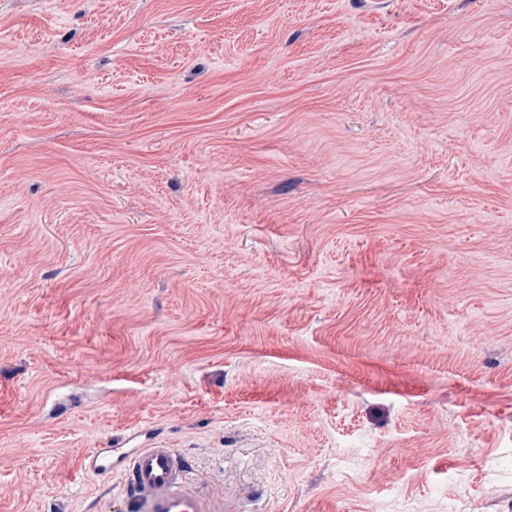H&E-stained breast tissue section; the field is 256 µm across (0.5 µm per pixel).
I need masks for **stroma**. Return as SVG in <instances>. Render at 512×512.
Masks as SVG:
<instances>
[{
	"instance_id": "35a3bbf8",
	"label": "stroma",
	"mask_w": 512,
	"mask_h": 512,
	"mask_svg": "<svg viewBox=\"0 0 512 512\" xmlns=\"http://www.w3.org/2000/svg\"><path fill=\"white\" fill-rule=\"evenodd\" d=\"M512 512V0H0V512ZM91 448L82 459L87 472L118 473L132 512H218L214 501L187 480L188 461L175 448Z\"/></svg>"
}]
</instances>
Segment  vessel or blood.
I'll list each match as a JSON object with an SVG mask.
<instances>
[{"label": "vessel or blood", "instance_id": "obj_1", "mask_svg": "<svg viewBox=\"0 0 512 512\" xmlns=\"http://www.w3.org/2000/svg\"><path fill=\"white\" fill-rule=\"evenodd\" d=\"M87 472L119 474L131 512H217L212 498L188 481V461L176 449L111 447L90 449L82 459Z\"/></svg>", "mask_w": 512, "mask_h": 512}]
</instances>
